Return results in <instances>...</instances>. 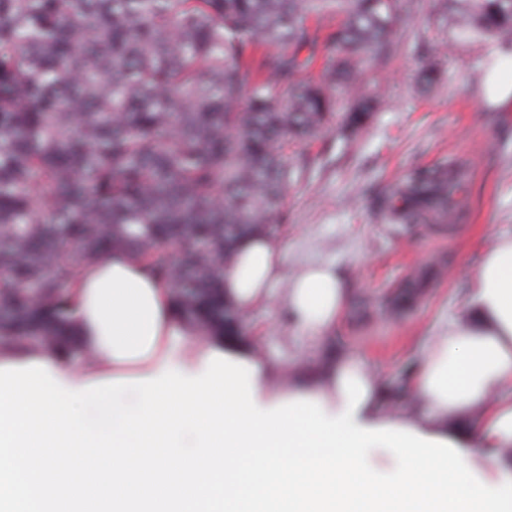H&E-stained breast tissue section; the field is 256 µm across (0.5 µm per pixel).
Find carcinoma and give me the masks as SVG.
<instances>
[{"instance_id": "carcinoma-1", "label": "carcinoma", "mask_w": 512, "mask_h": 512, "mask_svg": "<svg viewBox=\"0 0 512 512\" xmlns=\"http://www.w3.org/2000/svg\"><path fill=\"white\" fill-rule=\"evenodd\" d=\"M456 38L512 50V0H437ZM420 0H0V348L78 353L71 288L125 251L178 312L240 332L238 243L285 221L306 161L288 140L355 136ZM448 43L420 45L435 77ZM350 102L337 111L336 91ZM463 165L376 198L385 224L459 215Z\"/></svg>"}]
</instances>
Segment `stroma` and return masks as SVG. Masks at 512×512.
I'll use <instances>...</instances> for the list:
<instances>
[{"mask_svg": "<svg viewBox=\"0 0 512 512\" xmlns=\"http://www.w3.org/2000/svg\"><path fill=\"white\" fill-rule=\"evenodd\" d=\"M398 29L401 49L381 73L386 97L372 122L347 141L331 130L287 147L289 159L305 157L307 168L286 193L287 221L275 233L285 248L281 277L312 262L334 264L345 276L348 305L328 337L306 338L284 324L278 286L245 315L242 333L291 372L331 354L357 356L378 376L392 409L404 413L415 402L411 376L431 336L466 315L485 245L512 234V101L490 102L486 92L490 69L512 56L494 45L456 46L441 62L439 80L426 87L415 43L448 38L435 0H422ZM451 156L470 172L463 221H378L374 195Z\"/></svg>", "mask_w": 512, "mask_h": 512, "instance_id": "obj_1", "label": "stroma"}]
</instances>
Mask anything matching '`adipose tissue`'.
<instances>
[{"mask_svg":"<svg viewBox=\"0 0 512 512\" xmlns=\"http://www.w3.org/2000/svg\"><path fill=\"white\" fill-rule=\"evenodd\" d=\"M284 256L274 237L245 240L224 279L225 298L245 311L267 302ZM72 297L79 344L89 362L77 366L64 357L31 356L63 386L147 378L168 367L197 375L211 354L221 353L253 367L260 407L302 397L321 402L327 415L335 416L346 403L342 381L353 375L366 388L354 413L356 425L404 428L460 449L478 444L495 457L493 471L484 477L487 485L512 479V235L493 237L485 249L467 292L466 317L443 324L432 336L414 381L418 399L404 415L379 407L375 375L354 358L321 365L312 382L300 387L285 378L272 381V366L255 340L228 338L180 315L170 284L127 253H107L85 268ZM348 299L336 267L309 264L289 284L286 305L300 333L320 338L335 327Z\"/></svg>","mask_w":512,"mask_h":512,"instance_id":"ef3b65f1","label":"adipose tissue"}]
</instances>
